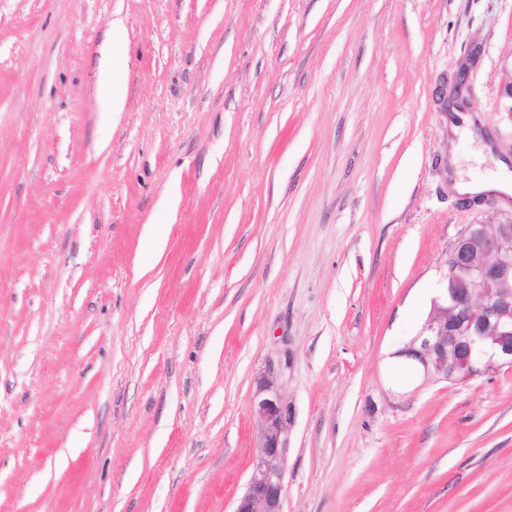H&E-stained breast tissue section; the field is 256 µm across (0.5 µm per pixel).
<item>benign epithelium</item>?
I'll return each mask as SVG.
<instances>
[{
	"instance_id": "7a95c632",
	"label": "benign epithelium",
	"mask_w": 512,
	"mask_h": 512,
	"mask_svg": "<svg viewBox=\"0 0 512 512\" xmlns=\"http://www.w3.org/2000/svg\"><path fill=\"white\" fill-rule=\"evenodd\" d=\"M395 358L422 378L463 382L512 369V222L474 224L454 241L432 309ZM252 417L260 443L233 512H283L285 439L290 415L268 368L255 381Z\"/></svg>"
}]
</instances>
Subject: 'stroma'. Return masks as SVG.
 Masks as SVG:
<instances>
[{"mask_svg": "<svg viewBox=\"0 0 512 512\" xmlns=\"http://www.w3.org/2000/svg\"><path fill=\"white\" fill-rule=\"evenodd\" d=\"M511 81L512 0H0V512H233L271 364L283 512H512V369L393 357L512 219L451 187ZM100 94L109 100L112 111L120 112L125 104L126 74L119 67L109 65L100 76Z\"/></svg>", "mask_w": 512, "mask_h": 512, "instance_id": "obj_1", "label": "stroma"}]
</instances>
